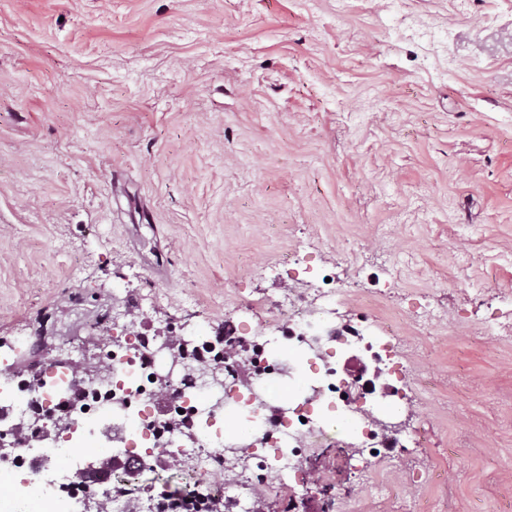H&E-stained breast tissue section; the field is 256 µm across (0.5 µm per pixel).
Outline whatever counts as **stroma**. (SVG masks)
Segmentation results:
<instances>
[{
    "label": "stroma",
    "instance_id": "35a3bbf8",
    "mask_svg": "<svg viewBox=\"0 0 512 512\" xmlns=\"http://www.w3.org/2000/svg\"><path fill=\"white\" fill-rule=\"evenodd\" d=\"M296 248L400 337L420 438L310 457L345 512H512V335L478 333L512 293V0H0V340L127 285L151 328L266 334L244 302Z\"/></svg>",
    "mask_w": 512,
    "mask_h": 512
}]
</instances>
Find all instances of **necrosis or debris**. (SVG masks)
<instances>
[{
    "mask_svg": "<svg viewBox=\"0 0 512 512\" xmlns=\"http://www.w3.org/2000/svg\"><path fill=\"white\" fill-rule=\"evenodd\" d=\"M287 290L279 298L249 301L247 312L265 317L277 340L262 335L225 333L223 342L192 334L172 324L165 336L137 327L141 296L125 292L122 325L112 313L74 309L62 324L60 344L25 369L14 365L17 351L32 348L30 336L16 337L0 352V476L18 478L20 489L36 493L47 512H66L80 498L105 512H250L258 496L296 485L315 484L304 465L325 440L336 445L341 464L369 465L391 457L403 445H417L416 433L383 430L378 401L400 396L394 387L402 364L392 354L393 338L380 322L353 324L340 313L334 288L298 287L293 275L272 267ZM106 338H98L101 329ZM278 345L312 351L316 375L304 402L284 405L275 382L283 362ZM354 350L357 381L347 380L330 360L331 351ZM94 360L95 378H80V361ZM246 362L257 396L246 440L226 438L220 401H239L237 365ZM215 371L218 382L187 377L185 365ZM120 428L113 439L121 463L106 481L82 491L75 482L80 465L57 470L56 462L74 459L77 450L105 433L104 411ZM354 417L353 432L339 430L340 418ZM206 484V491L169 496L148 480L158 460ZM221 473L223 481L210 477Z\"/></svg>",
    "mask_w": 512,
    "mask_h": 512,
    "instance_id": "necrosis-or-debris-1",
    "label": "necrosis or debris"
}]
</instances>
